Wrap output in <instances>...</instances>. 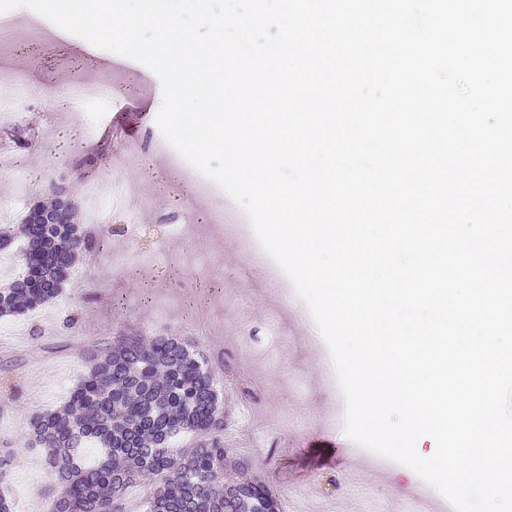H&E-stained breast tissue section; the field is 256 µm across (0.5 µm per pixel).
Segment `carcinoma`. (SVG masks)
Returning <instances> with one entry per match:
<instances>
[{"label":"carcinoma","instance_id":"carcinoma-1","mask_svg":"<svg viewBox=\"0 0 512 512\" xmlns=\"http://www.w3.org/2000/svg\"><path fill=\"white\" fill-rule=\"evenodd\" d=\"M24 270L0 288V314L34 310L57 297L77 260L108 238L87 234L69 213L44 224L22 222ZM88 372L60 408L30 419V437L46 451L53 512H126V491L153 487L145 512H280L266 479L241 481L248 458L224 441L214 373L175 337L120 336L88 355ZM184 433L199 437L175 448ZM100 447L84 465V444Z\"/></svg>","mask_w":512,"mask_h":512}]
</instances>
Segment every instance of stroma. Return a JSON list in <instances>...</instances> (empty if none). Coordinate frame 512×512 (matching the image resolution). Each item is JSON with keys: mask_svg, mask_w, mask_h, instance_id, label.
Here are the masks:
<instances>
[{"mask_svg": "<svg viewBox=\"0 0 512 512\" xmlns=\"http://www.w3.org/2000/svg\"><path fill=\"white\" fill-rule=\"evenodd\" d=\"M15 37L0 44V132L24 129L25 146L0 152V226L18 227L33 198L68 185L75 221L109 229V245L83 257L62 294L39 309L0 317V448L15 464L0 491L16 512H51L53 478L32 445L30 418L65 403L87 354L117 336H172L215 375L224 415L279 498L307 496L311 512H404L422 478L392 483L403 466H380L346 432V400L332 387L330 350L293 283L274 260L255 263L220 223L212 195L195 192L188 162L155 143L162 96L157 76L109 51L47 31L34 11H10ZM108 82L110 96L72 99V81ZM95 172L76 178L80 158ZM121 196L123 208L112 206ZM150 229L139 239L124 220Z\"/></svg>", "mask_w": 512, "mask_h": 512, "instance_id": "stroma-1", "label": "stroma"}]
</instances>
